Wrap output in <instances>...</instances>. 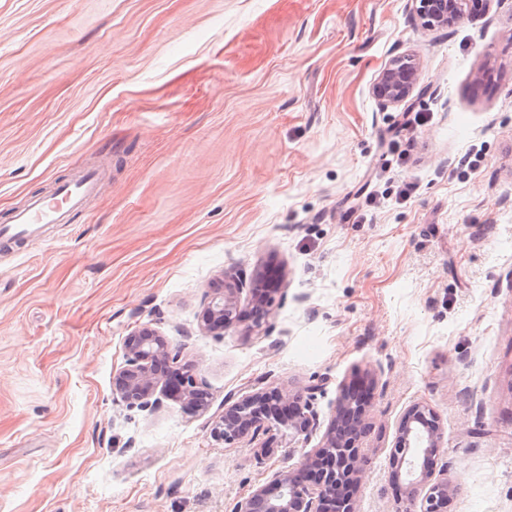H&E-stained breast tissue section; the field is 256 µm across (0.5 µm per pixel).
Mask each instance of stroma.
I'll return each instance as SVG.
<instances>
[{"instance_id":"1","label":"stroma","mask_w":512,"mask_h":512,"mask_svg":"<svg viewBox=\"0 0 512 512\" xmlns=\"http://www.w3.org/2000/svg\"><path fill=\"white\" fill-rule=\"evenodd\" d=\"M91 167L69 223L0 245V512H232L364 375L358 512H417L389 480L415 403L447 512H512V0L434 30L411 0H0V222ZM268 263L267 324L203 333L209 285ZM144 324L206 413L113 391ZM318 382L307 440L211 438L229 396ZM418 70L417 55L395 57L379 74L372 88L373 96L386 107L406 102L416 86Z\"/></svg>"}]
</instances>
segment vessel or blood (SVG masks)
<instances>
[{
  "label": "vessel or blood",
  "instance_id": "b4317fda",
  "mask_svg": "<svg viewBox=\"0 0 512 512\" xmlns=\"http://www.w3.org/2000/svg\"><path fill=\"white\" fill-rule=\"evenodd\" d=\"M100 179L98 171L89 169L75 179L58 183L52 194L30 199L14 211L8 223L0 225V243L34 239L42 235L45 225L67 223L70 215L97 191Z\"/></svg>",
  "mask_w": 512,
  "mask_h": 512
}]
</instances>
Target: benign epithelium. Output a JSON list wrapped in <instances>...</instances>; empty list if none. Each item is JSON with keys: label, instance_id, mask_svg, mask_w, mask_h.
Wrapping results in <instances>:
<instances>
[{"label": "benign epithelium", "instance_id": "7a95c632", "mask_svg": "<svg viewBox=\"0 0 512 512\" xmlns=\"http://www.w3.org/2000/svg\"><path fill=\"white\" fill-rule=\"evenodd\" d=\"M416 14L428 29L447 28L470 14L474 0H412ZM419 58L405 54L392 59L373 85L372 94L382 106L408 100L416 83ZM241 281L221 279L199 314L200 330L222 336L236 324L249 321L261 328L268 319L271 289L277 282L257 269L249 281L247 304L240 299ZM126 363L113 376L112 387L130 407L154 411L163 396L202 413L209 407L206 383L196 369L181 363L159 331L142 325L125 340ZM318 387L290 394L276 386L258 388L224 403V413L211 423L210 436L226 444L260 430L284 431L294 441L305 440L317 421L314 401ZM369 388L340 385L336 404L319 448L308 455L298 471L281 470L266 484L236 502L233 512H357L348 486L358 487L365 474V457L358 446L366 434ZM443 431L440 418L428 405L415 403L402 415L398 435L390 450L391 482L404 486L407 497L419 503V512H445L451 489L448 480L435 478Z\"/></svg>", "mask_w": 512, "mask_h": 512}]
</instances>
